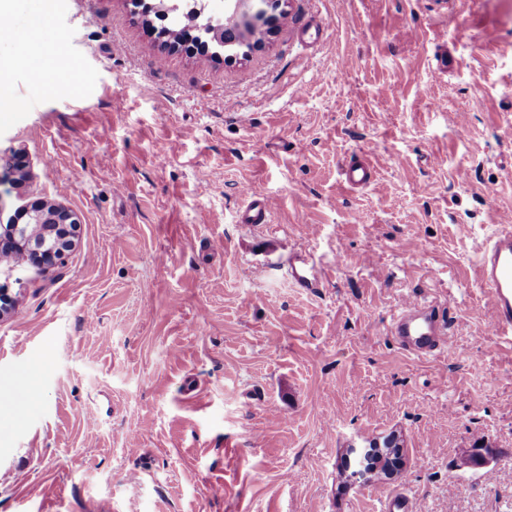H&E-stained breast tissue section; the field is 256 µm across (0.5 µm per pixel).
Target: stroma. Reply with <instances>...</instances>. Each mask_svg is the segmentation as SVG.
<instances>
[{"instance_id": "obj_1", "label": "stroma", "mask_w": 512, "mask_h": 512, "mask_svg": "<svg viewBox=\"0 0 512 512\" xmlns=\"http://www.w3.org/2000/svg\"><path fill=\"white\" fill-rule=\"evenodd\" d=\"M37 7L0 43L24 102L0 158L30 174L0 169V225L37 199L78 224L63 263L0 270V512H512V346L476 267L512 225V0H289L232 62L163 47L131 0H56L46 30ZM55 40L79 89L29 76ZM245 186L270 224L238 223ZM408 296L449 316L446 350L388 336ZM393 431L399 475L355 477ZM316 271V264L307 255H293L289 272L299 288H320L324 273Z\"/></svg>"}]
</instances>
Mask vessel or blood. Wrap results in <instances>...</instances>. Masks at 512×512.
Segmentation results:
<instances>
[{"label":"vessel or blood","mask_w":512,"mask_h":512,"mask_svg":"<svg viewBox=\"0 0 512 512\" xmlns=\"http://www.w3.org/2000/svg\"><path fill=\"white\" fill-rule=\"evenodd\" d=\"M246 206L239 214L243 224L267 223L275 208L273 198L245 190ZM477 269L481 283L492 298L489 334L512 341V228L495 232L480 247ZM290 273L298 287H320L323 276L315 263L304 254L292 257ZM399 347L409 355L422 359L446 348L450 342L451 324L438 308L415 298L403 300L389 328Z\"/></svg>","instance_id":"vessel-or-blood-1"}]
</instances>
